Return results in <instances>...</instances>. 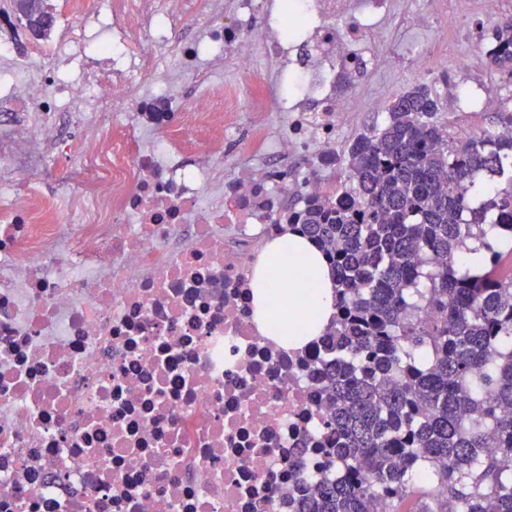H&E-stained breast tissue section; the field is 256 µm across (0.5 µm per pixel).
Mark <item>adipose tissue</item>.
<instances>
[{"label": "adipose tissue", "mask_w": 512, "mask_h": 512, "mask_svg": "<svg viewBox=\"0 0 512 512\" xmlns=\"http://www.w3.org/2000/svg\"><path fill=\"white\" fill-rule=\"evenodd\" d=\"M252 313L260 332L296 347L321 335L336 314L335 279L316 245L296 232L266 243L253 269Z\"/></svg>", "instance_id": "ef3b65f1"}]
</instances>
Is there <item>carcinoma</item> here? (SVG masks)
I'll return each mask as SVG.
<instances>
[{"instance_id":"1","label":"carcinoma","mask_w":512,"mask_h":512,"mask_svg":"<svg viewBox=\"0 0 512 512\" xmlns=\"http://www.w3.org/2000/svg\"><path fill=\"white\" fill-rule=\"evenodd\" d=\"M23 17L50 36L45 0ZM487 39L512 78V15ZM439 108L427 86L396 97L338 156L348 186L297 214L336 272L325 464L345 478L305 487L296 512H371L379 495L390 512H512V108L464 143ZM417 474L431 488L413 505Z\"/></svg>"}]
</instances>
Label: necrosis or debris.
I'll list each match as a JSON object with an SVG mask.
<instances>
[{"label":"necrosis or debris","instance_id":"4bbe7bcc","mask_svg":"<svg viewBox=\"0 0 512 512\" xmlns=\"http://www.w3.org/2000/svg\"><path fill=\"white\" fill-rule=\"evenodd\" d=\"M276 10L96 0L53 52L0 43V512H288L333 478L330 339L258 331L255 261L289 196L335 198L362 83L431 78L449 25L489 28L500 2L288 0V28ZM94 25L112 45L93 63Z\"/></svg>","mask_w":512,"mask_h":512}]
</instances>
